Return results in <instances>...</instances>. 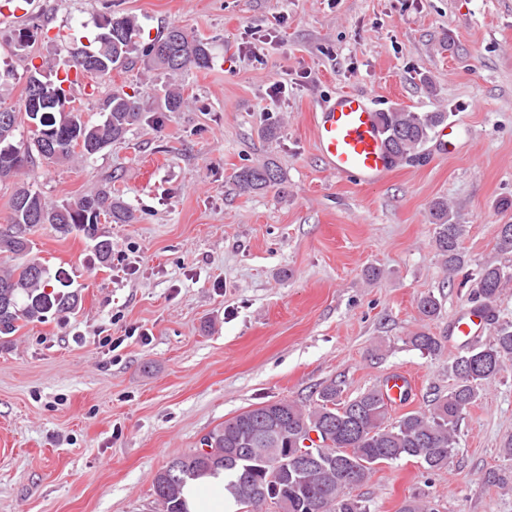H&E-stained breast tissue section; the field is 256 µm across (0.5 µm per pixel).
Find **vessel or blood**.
Instances as JSON below:
<instances>
[{
	"instance_id": "obj_1",
	"label": "vessel or blood",
	"mask_w": 512,
	"mask_h": 512,
	"mask_svg": "<svg viewBox=\"0 0 512 512\" xmlns=\"http://www.w3.org/2000/svg\"><path fill=\"white\" fill-rule=\"evenodd\" d=\"M314 130L320 153L333 173L374 184L395 165L385 148L376 109L358 93L345 91L320 105L314 115ZM487 319L486 313L473 309L450 325L449 331L467 336Z\"/></svg>"
}]
</instances>
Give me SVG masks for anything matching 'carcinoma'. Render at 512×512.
<instances>
[{"instance_id": "1", "label": "carcinoma", "mask_w": 512, "mask_h": 512, "mask_svg": "<svg viewBox=\"0 0 512 512\" xmlns=\"http://www.w3.org/2000/svg\"><path fill=\"white\" fill-rule=\"evenodd\" d=\"M117 42L107 46L95 37L82 49L70 52L69 68L99 79L111 77L103 67L86 69L83 62L99 56L112 59L118 67L134 52L141 54L149 68L179 73L187 67H210L207 44L187 29L171 25L147 44H140L141 28L131 14H111ZM159 43L168 45L166 58L155 57ZM185 105L181 90L170 87L164 94L163 112H179ZM103 120L85 119L73 106L70 90L63 81L52 79L43 67L30 72L24 97L17 104L0 102V183H13L10 224L0 227V253L25 256L32 249L37 228L50 226L61 235L76 230L97 235L99 216L114 224L136 220L122 194L108 184L74 200L50 203L21 174L39 159L61 165L76 158L88 159L113 142L121 140L142 116L139 101L126 93L113 92L101 104ZM385 145L395 160L420 157L424 144L448 120L446 112L396 110L378 113ZM36 126L26 140H15L22 125ZM53 140L57 150L43 153V142ZM237 186L247 192H260L282 182L278 166L269 161L246 167L234 176ZM435 219V247L444 265L453 271L463 263L460 238L463 225L453 222L448 203L432 204ZM512 281V269L485 265L479 274L476 299L482 307H492L502 288ZM68 286L65 272L49 277L47 268L35 259L0 268V335L16 330L15 323L41 321L51 311L64 313L80 302ZM420 314H438L435 297L417 300ZM417 350L435 355L439 340L424 331L409 337ZM512 361V323L498 325L496 336L484 346H465L451 366L456 385L445 396L435 398L426 412H408L391 419L389 399L379 389H370L348 401H339L341 388L330 383L317 393L313 405L305 408L279 400L247 409L209 431L204 440L210 451L197 448L172 460L155 476L153 490L162 512H184L181 497L184 484L217 468L228 472L225 490L235 505L246 502L257 508L265 503H288V512H369L364 500L351 491L364 485L376 465L414 459L427 471L448 468L457 444L461 422L468 408L479 397L480 387L496 379ZM319 433L322 446L313 449L316 461L299 467L297 449L305 447L309 431ZM397 512H437L423 496L404 500Z\"/></svg>"}]
</instances>
